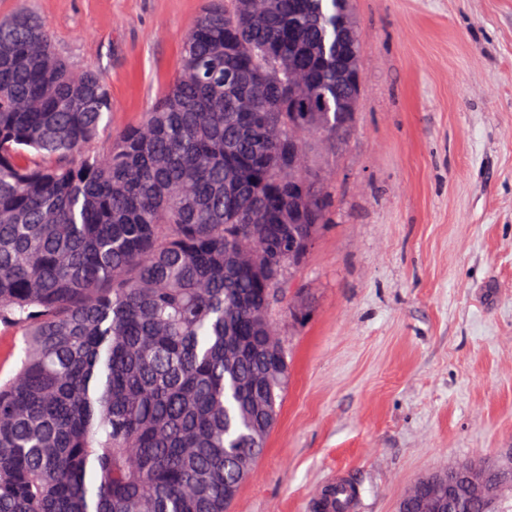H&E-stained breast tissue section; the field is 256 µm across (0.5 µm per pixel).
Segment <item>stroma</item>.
I'll return each instance as SVG.
<instances>
[{"label": "stroma", "mask_w": 512, "mask_h": 512, "mask_svg": "<svg viewBox=\"0 0 512 512\" xmlns=\"http://www.w3.org/2000/svg\"><path fill=\"white\" fill-rule=\"evenodd\" d=\"M205 5L0 0V19L45 20L102 77L117 132L182 77ZM355 9L356 121L318 149L330 221L270 310L288 382L230 512H311L340 473L357 512H397L428 474L512 462V0Z\"/></svg>", "instance_id": "35a3bbf8"}]
</instances>
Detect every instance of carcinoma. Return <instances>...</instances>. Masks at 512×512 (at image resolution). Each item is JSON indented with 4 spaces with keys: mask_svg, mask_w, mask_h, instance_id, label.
<instances>
[{
    "mask_svg": "<svg viewBox=\"0 0 512 512\" xmlns=\"http://www.w3.org/2000/svg\"><path fill=\"white\" fill-rule=\"evenodd\" d=\"M353 22V0H211L114 138L98 75L0 20V512H227L288 379L279 270L326 222L288 143L346 135ZM311 508L351 512L330 486ZM21 336L3 329L0 325V381L7 380L16 370L18 361V349L14 355H10L13 346L20 345Z\"/></svg>",
    "mask_w": 512,
    "mask_h": 512,
    "instance_id": "cac0c4a2",
    "label": "carcinoma"
}]
</instances>
